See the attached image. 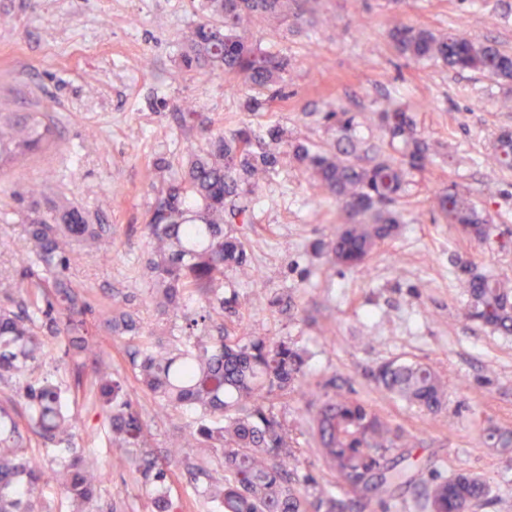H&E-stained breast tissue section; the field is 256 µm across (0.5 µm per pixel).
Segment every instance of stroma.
Instances as JSON below:
<instances>
[{
    "label": "stroma",
    "mask_w": 512,
    "mask_h": 512,
    "mask_svg": "<svg viewBox=\"0 0 512 512\" xmlns=\"http://www.w3.org/2000/svg\"><path fill=\"white\" fill-rule=\"evenodd\" d=\"M395 16L512 49V0H319L300 26L247 24L262 48L291 61L281 96L255 108L242 79L181 69L183 37L203 17L200 0H0V110L41 112L56 128L51 151L0 175V274L20 270L28 248L15 198L27 183H44L47 201L85 209L112 237L110 261L85 259L67 269L68 279L89 290L92 303L122 304L144 330L164 333L139 274L143 226L159 185L155 159L180 170L203 128L244 123L260 134L276 124L289 139L330 147L337 133L323 116L339 106L355 114V136L379 147L374 112L388 101L404 105L433 162L400 200L403 224L394 239L354 270L314 255L308 245L330 236L336 205L287 156L257 190L251 223L236 227L254 275L226 278L224 291L237 294L253 334L296 340L311 355L304 388L276 405L292 431L298 474L336 481L315 451L305 412L309 389L328 384L371 403L413 437L405 461L412 485L383 503L369 498L363 512H427L424 484L458 472L490 488L472 512H503V503L512 504V450L493 447L485 433L512 431V335L466 321L457 283L466 268L512 277V171L491 161L496 135L512 129V110L503 109L506 93L488 78L401 56L386 36ZM189 107L201 121L180 126ZM452 180L490 216L500 242L464 238L439 218L431 196ZM272 298L282 306L268 307ZM126 347V337H113L105 359L125 380L150 447H171L197 417L158 411L133 379ZM391 359L429 363L447 380L443 412L429 414L373 387L369 371ZM75 374L62 351L51 350L34 370L0 383V405L29 382L68 385ZM71 412L76 448L106 477L90 512H151L133 454L110 451L108 425L91 404Z\"/></svg>",
    "instance_id": "obj_1"
}]
</instances>
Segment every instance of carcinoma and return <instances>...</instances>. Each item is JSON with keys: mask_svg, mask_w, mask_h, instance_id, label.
Returning <instances> with one entry per match:
<instances>
[{"mask_svg": "<svg viewBox=\"0 0 512 512\" xmlns=\"http://www.w3.org/2000/svg\"><path fill=\"white\" fill-rule=\"evenodd\" d=\"M287 2L204 0L207 16L185 36L181 69L239 75L267 92V101L274 100L290 61L249 41L239 29L246 19L285 15ZM388 34L407 59L440 62L456 72L512 85V52L495 42L436 34L397 21ZM324 120L345 135L344 144L330 150L310 148L288 140L274 125L263 136V150L257 151L258 136L242 124L205 137L181 173L163 180L144 225L148 251L143 276L158 315L181 320L169 344L139 333L132 315L115 303L92 307L63 274L89 255L111 259L112 238L101 225L88 223L85 210L74 206L41 211L34 205L41 195L36 183L21 193L18 204L31 263L6 282L8 293L18 300L0 303V380L41 361L61 337L66 340L64 354L91 362L93 379L85 383L79 376L70 389L46 378L25 387L19 409L0 406V512H42L39 488L48 480L65 489L72 512H85L84 505L100 492L104 477L91 474L88 461L73 448L76 421L66 410L72 396L99 407L111 432L109 447H144L141 415L124 382L112 377L104 362L117 332L130 334L132 372L156 406L198 416L197 428L182 435L165 455L145 451L139 457L136 472L150 488L151 512H176L170 485L173 463L207 477L201 491L207 512H360L364 500L412 484L402 466L410 436L365 401L326 388L307 409L317 451L343 491L312 475L299 483L291 467L288 423L273 405L299 389L307 352L288 338L255 336L241 326L220 323L224 312L238 306L236 297L224 296V275L251 276L245 238L224 230V224L229 216L251 223L252 196L282 154L291 153L337 204L335 232L313 244L335 265L366 264L397 233L396 205L413 177L431 164L429 147L412 116L390 103L375 112L389 143L400 144L401 157L382 155L368 164L359 161L361 143L348 138L355 117L336 110ZM54 143V127L44 114L0 113L1 174L24 166ZM493 159L501 169L512 170L511 129L498 134ZM434 203L444 222L462 236L490 239V222L457 185L436 192ZM460 288L467 297L465 319L512 334L511 278L470 271ZM371 380L380 392L430 413L444 406L448 384L428 363L390 360L371 372ZM21 420L50 448V472L28 455L19 433ZM184 448L212 449L217 467L208 469L182 454ZM488 494L486 481L470 473L435 476L425 487L426 508L471 512Z\"/></svg>", "mask_w": 512, "mask_h": 512, "instance_id": "obj_1", "label": "carcinoma"}]
</instances>
